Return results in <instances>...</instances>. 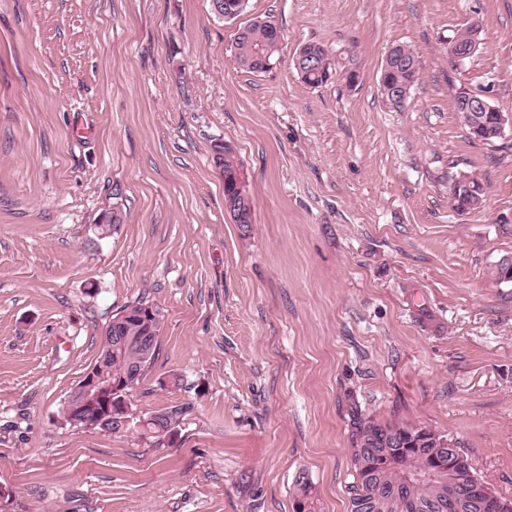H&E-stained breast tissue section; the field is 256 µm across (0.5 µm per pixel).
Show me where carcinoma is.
I'll return each mask as SVG.
<instances>
[{
  "label": "carcinoma",
  "mask_w": 512,
  "mask_h": 512,
  "mask_svg": "<svg viewBox=\"0 0 512 512\" xmlns=\"http://www.w3.org/2000/svg\"><path fill=\"white\" fill-rule=\"evenodd\" d=\"M281 42L278 24L271 16L257 18L237 34L234 54L237 62L251 72L266 70L264 62L272 61ZM410 74L398 62L381 69L380 89L404 85ZM224 176V194L234 193V175L242 169L234 152L227 151L220 164ZM121 335L128 337L126 345L112 351V380L121 381L131 367L137 377L154 363L158 355V341L162 331L163 315L159 308L138 301L123 310ZM187 411L184 406H173L154 412L140 435L157 443L177 434L179 420ZM351 426L352 463L361 477V485L350 488V512H485L471 488L483 483L469 462L464 470L440 478L415 480L401 487L397 483L409 467L432 463L430 455L441 453L434 447L426 426L379 423L362 413L354 404L348 411ZM294 512H318L314 488L304 475L294 484Z\"/></svg>",
  "instance_id": "obj_1"
}]
</instances>
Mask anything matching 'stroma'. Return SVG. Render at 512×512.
I'll use <instances>...</instances> for the list:
<instances>
[{
  "mask_svg": "<svg viewBox=\"0 0 512 512\" xmlns=\"http://www.w3.org/2000/svg\"><path fill=\"white\" fill-rule=\"evenodd\" d=\"M267 14L279 50L244 70L236 34ZM310 42L337 70L317 88L294 67ZM397 45L418 62L399 107L379 90ZM464 89L512 113V0H249L231 21L210 0H0V512H293L301 474L350 512L353 402L512 496V131L469 139ZM219 141L252 224L224 210ZM457 171L480 208H449ZM141 299L164 326L127 399L186 407L177 439L61 425ZM468 27L470 29V36L466 44L455 37L448 39V55L455 63H462L466 58L472 56L478 50L481 43L478 24L470 23ZM224 143H218L216 144V147L213 148V153L215 155H224L222 164H216L218 167L222 169L223 176H224V201L227 202V195L234 193V175L237 173L238 170L242 169L241 163L236 158L234 152L227 151L224 154ZM214 149H217V151H214ZM235 188L237 191H239L238 197L243 196L244 189L246 187L247 183V177L244 172H239L236 174L235 177Z\"/></svg>",
  "mask_w": 512,
  "mask_h": 512,
  "instance_id": "stroma-1",
  "label": "stroma"
}]
</instances>
